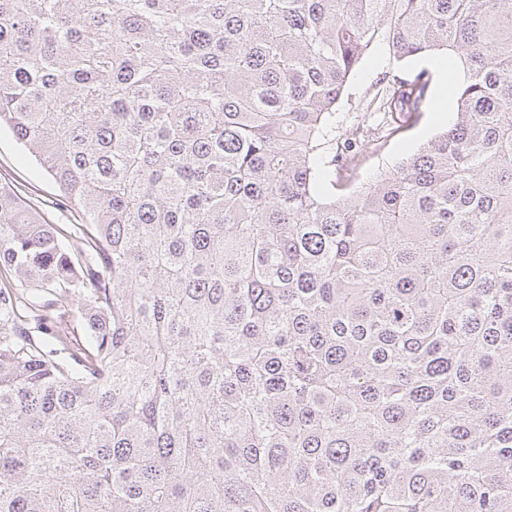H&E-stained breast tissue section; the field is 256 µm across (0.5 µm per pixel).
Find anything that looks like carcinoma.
Wrapping results in <instances>:
<instances>
[{
	"instance_id": "carcinoma-1",
	"label": "carcinoma",
	"mask_w": 512,
	"mask_h": 512,
	"mask_svg": "<svg viewBox=\"0 0 512 512\" xmlns=\"http://www.w3.org/2000/svg\"><path fill=\"white\" fill-rule=\"evenodd\" d=\"M1 129L0 512H512V0H0ZM428 59L408 63L397 62L385 45H373L363 57L354 75L350 77L336 106L335 141L351 136L358 127L362 131V124H368L372 116L377 115L376 93L392 75L417 72L423 68L434 71L428 65ZM370 112L375 113L370 117ZM452 112H454L453 103H451L450 114L434 112V108L429 107L425 112H421L416 123L405 128L402 133L393 138H384L386 139L384 148L367 158L361 182L366 180L378 167L392 166L400 162L402 158L417 150L420 145L442 131L450 121ZM0 177L12 181L55 224H72V216L60 207L58 185L6 129L0 131Z\"/></svg>"
}]
</instances>
